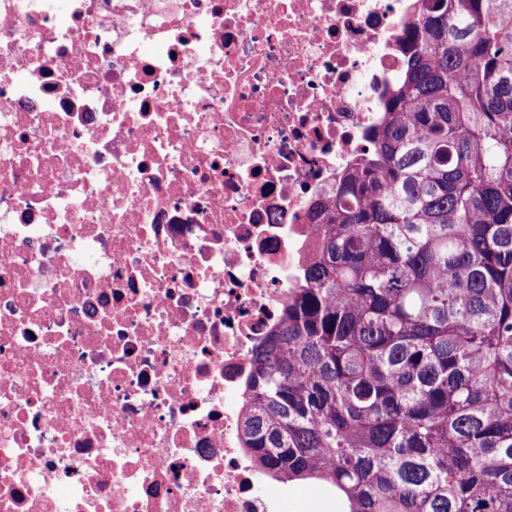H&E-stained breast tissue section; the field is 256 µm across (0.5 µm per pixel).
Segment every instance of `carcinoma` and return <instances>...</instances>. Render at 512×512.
I'll return each mask as SVG.
<instances>
[{
    "label": "carcinoma",
    "mask_w": 512,
    "mask_h": 512,
    "mask_svg": "<svg viewBox=\"0 0 512 512\" xmlns=\"http://www.w3.org/2000/svg\"><path fill=\"white\" fill-rule=\"evenodd\" d=\"M370 153L253 357L256 468L342 512H512V0H415Z\"/></svg>",
    "instance_id": "1"
}]
</instances>
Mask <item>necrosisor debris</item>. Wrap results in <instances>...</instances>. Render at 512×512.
Wrapping results in <instances>:
<instances>
[{"instance_id":"obj_1","label":"necrosis or debris","mask_w":512,"mask_h":512,"mask_svg":"<svg viewBox=\"0 0 512 512\" xmlns=\"http://www.w3.org/2000/svg\"><path fill=\"white\" fill-rule=\"evenodd\" d=\"M408 0H0V512H286L251 360Z\"/></svg>"}]
</instances>
